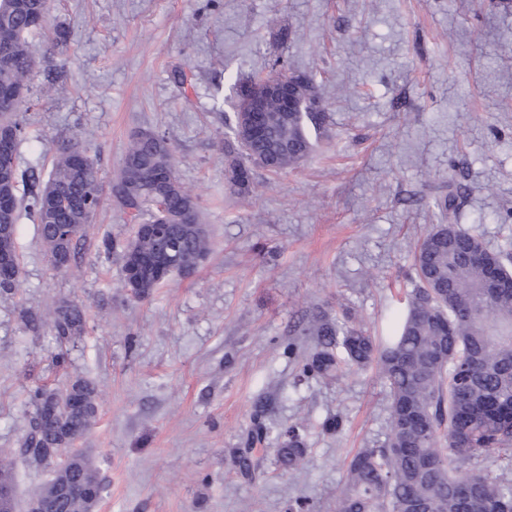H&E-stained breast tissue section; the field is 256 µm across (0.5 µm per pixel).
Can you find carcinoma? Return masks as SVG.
Here are the masks:
<instances>
[{
    "instance_id": "carcinoma-1",
    "label": "carcinoma",
    "mask_w": 512,
    "mask_h": 512,
    "mask_svg": "<svg viewBox=\"0 0 512 512\" xmlns=\"http://www.w3.org/2000/svg\"><path fill=\"white\" fill-rule=\"evenodd\" d=\"M44 0H0V94L26 90L35 65L28 35L46 28ZM246 81L237 89L229 138L224 141L226 184L230 193L254 192L255 167L278 174L309 154V129L324 122L322 112H280L266 104L264 122L278 147L259 152L242 136L249 95ZM18 109L0 101V125L17 137L0 151V165L16 183L28 185V208L34 212L46 255L54 269L71 270L74 239L94 217L101 186L89 145L69 142L54 158L46 182L15 164L23 126ZM174 153L161 135L135 133L129 142L111 192L138 229L123 252V284L135 281L139 297L150 295L174 272L195 269L209 249L208 231L200 221L198 199L174 171ZM69 201L57 213L45 203L48 191ZM461 191L436 201L446 224H435L414 258L417 282L405 301L397 336L381 348L367 330L319 312L311 329L320 348L306 364L314 376L342 375L346 368L376 366L386 385L388 433L379 448H363L350 460L346 482L336 496V512H512V242L488 249L476 231L451 222ZM10 231L0 234V256L11 264L0 270V294L19 288L15 251L18 199L9 195ZM70 225L59 236L57 225ZM84 309L57 306L47 317L29 323L47 325L57 343V362L68 357L66 344L82 331ZM33 408L19 452L35 467H48L57 451L74 455L65 472L68 512H90L95 503L87 490L102 492L90 458L71 448L95 417L96 390L82 379L55 394L41 386L28 393ZM267 438L254 422L240 452V471L257 462L251 449ZM280 462L290 469L305 459L306 435L300 425L280 432Z\"/></svg>"
}]
</instances>
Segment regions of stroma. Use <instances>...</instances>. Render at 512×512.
I'll return each mask as SVG.
<instances>
[{"label": "stroma", "instance_id": "stroma-1", "mask_svg": "<svg viewBox=\"0 0 512 512\" xmlns=\"http://www.w3.org/2000/svg\"><path fill=\"white\" fill-rule=\"evenodd\" d=\"M29 41L16 165L47 179L63 143L90 140L102 198L66 273L18 211L21 286L0 295V449L20 447L30 388L86 378L97 414L77 445L98 467L96 512H288L298 500L334 512L348 461L384 444L386 390L372 367L305 374L309 317L348 311L389 341L450 186L466 189L459 224L493 249L512 238V0H51ZM277 60L321 82L326 119L303 164L257 171L258 194L239 199L225 186V117L239 83ZM147 129L171 144L210 249L140 300L122 284L133 224L111 182ZM65 301L86 322L59 366L49 328L22 314ZM257 420L268 436L247 476L238 455ZM294 423L307 458L290 470L278 434Z\"/></svg>", "mask_w": 512, "mask_h": 512}]
</instances>
